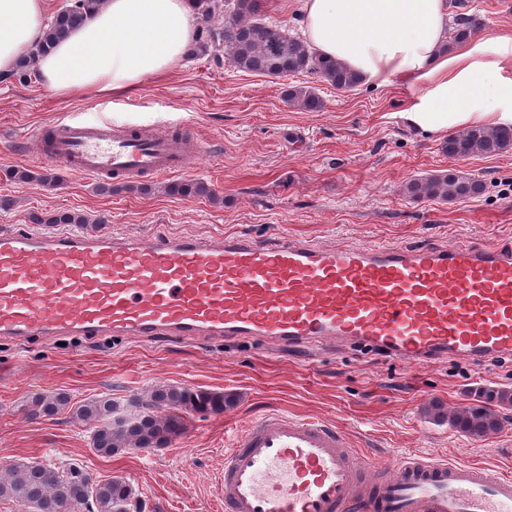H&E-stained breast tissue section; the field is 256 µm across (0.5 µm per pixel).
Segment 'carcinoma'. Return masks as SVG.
I'll return each instance as SVG.
<instances>
[{
    "label": "carcinoma",
    "instance_id": "1",
    "mask_svg": "<svg viewBox=\"0 0 512 512\" xmlns=\"http://www.w3.org/2000/svg\"><path fill=\"white\" fill-rule=\"evenodd\" d=\"M217 0H197L200 28L193 56H215L224 53L237 70L285 79L300 73L319 76L338 90H350L359 84L358 78L341 63L322 60L306 43L288 34L286 29L264 20L262 0H227L224 4V27L211 23ZM104 0H79L67 3L53 17L41 41L24 53L13 73L24 82L37 75L36 59L57 41L83 24L88 14L100 9ZM474 34L469 18L457 21L451 41L460 43ZM290 105L307 112L323 108V100L312 86L294 85L286 91ZM512 149V126L476 127L451 134L443 144L448 156L464 159L492 156ZM12 182L37 179L43 185L57 187L61 177L56 169L47 168L35 175L26 169L5 171ZM484 183L470 176L448 170L407 183L406 191L413 200H467L481 195ZM169 195L181 198L218 196L203 181H176L166 187ZM40 224H86L79 213L60 211L36 218ZM479 404H470L449 418L457 430L472 436H484L500 430L508 420L501 410L512 406L509 390L482 391ZM64 397L40 396L32 403L31 413H52L65 407ZM231 404L230 397L217 392L192 391L168 386L149 391L139 400L140 411L132 417L118 415V408L109 398L89 400L74 407L73 417L92 426V446L101 456L111 457L143 448H165L180 437L185 429L187 412L221 414ZM80 466L66 468L38 463H10L0 469V500H10L28 508V512H138L135 502L139 495L122 477H110L89 483Z\"/></svg>",
    "mask_w": 512,
    "mask_h": 512
}]
</instances>
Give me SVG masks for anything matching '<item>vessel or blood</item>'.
I'll use <instances>...</instances> for the list:
<instances>
[{"mask_svg": "<svg viewBox=\"0 0 512 512\" xmlns=\"http://www.w3.org/2000/svg\"><path fill=\"white\" fill-rule=\"evenodd\" d=\"M35 155L82 176L184 170L202 140L68 115ZM258 336L351 341L396 359L471 364L512 355V244H346L284 236L0 230V338ZM224 512H512V475L424 456L394 470L345 430L268 413L224 454Z\"/></svg>", "mask_w": 512, "mask_h": 512, "instance_id": "1", "label": "vessel or blood"}]
</instances>
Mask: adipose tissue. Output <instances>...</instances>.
Returning a JSON list of instances; mask_svg holds the SVG:
<instances>
[{
    "instance_id": "adipose-tissue-1",
    "label": "adipose tissue",
    "mask_w": 512,
    "mask_h": 512,
    "mask_svg": "<svg viewBox=\"0 0 512 512\" xmlns=\"http://www.w3.org/2000/svg\"><path fill=\"white\" fill-rule=\"evenodd\" d=\"M52 0H0V74L37 43ZM303 36L381 89L407 90L401 117L441 136L472 126L512 125V33L449 44L448 0H288ZM196 0H106L84 25L40 56L43 83L63 96L135 88L187 56Z\"/></svg>"
}]
</instances>
